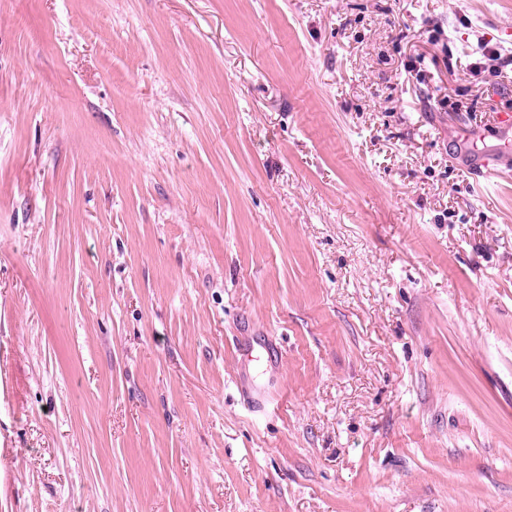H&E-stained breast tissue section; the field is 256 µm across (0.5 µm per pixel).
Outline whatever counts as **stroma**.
Instances as JSON below:
<instances>
[{
  "mask_svg": "<svg viewBox=\"0 0 512 512\" xmlns=\"http://www.w3.org/2000/svg\"><path fill=\"white\" fill-rule=\"evenodd\" d=\"M483 43L512 0H0V512H512Z\"/></svg>",
  "mask_w": 512,
  "mask_h": 512,
  "instance_id": "1",
  "label": "stroma"
}]
</instances>
